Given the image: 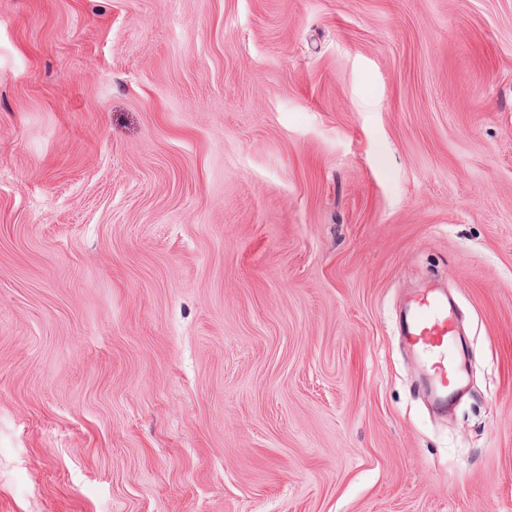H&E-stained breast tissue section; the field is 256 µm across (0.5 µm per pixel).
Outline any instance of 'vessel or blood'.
<instances>
[{"label":"vessel or blood","instance_id":"vessel-or-blood-1","mask_svg":"<svg viewBox=\"0 0 512 512\" xmlns=\"http://www.w3.org/2000/svg\"><path fill=\"white\" fill-rule=\"evenodd\" d=\"M406 339L429 364L436 399L446 400L449 390L461 382L462 372L455 314L435 291H425L413 299Z\"/></svg>","mask_w":512,"mask_h":512}]
</instances>
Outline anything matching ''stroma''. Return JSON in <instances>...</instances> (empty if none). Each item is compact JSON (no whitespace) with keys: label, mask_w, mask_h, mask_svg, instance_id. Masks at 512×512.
<instances>
[{"label":"stroma","mask_w":512,"mask_h":512,"mask_svg":"<svg viewBox=\"0 0 512 512\" xmlns=\"http://www.w3.org/2000/svg\"><path fill=\"white\" fill-rule=\"evenodd\" d=\"M0 512H512V0H0ZM455 331L454 312L434 290H427L413 299L405 337L429 364L438 401H445L448 391L462 381Z\"/></svg>","instance_id":"1"}]
</instances>
